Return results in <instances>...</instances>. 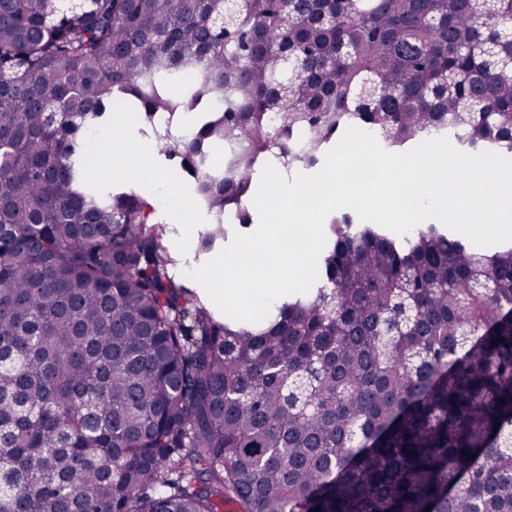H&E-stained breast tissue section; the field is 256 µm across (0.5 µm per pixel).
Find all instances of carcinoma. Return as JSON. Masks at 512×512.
Instances as JSON below:
<instances>
[{
  "label": "carcinoma",
  "instance_id": "1",
  "mask_svg": "<svg viewBox=\"0 0 512 512\" xmlns=\"http://www.w3.org/2000/svg\"><path fill=\"white\" fill-rule=\"evenodd\" d=\"M120 95L205 254L349 126L512 155V0H0V512H512V245L339 209L317 288L222 317L89 181Z\"/></svg>",
  "mask_w": 512,
  "mask_h": 512
}]
</instances>
